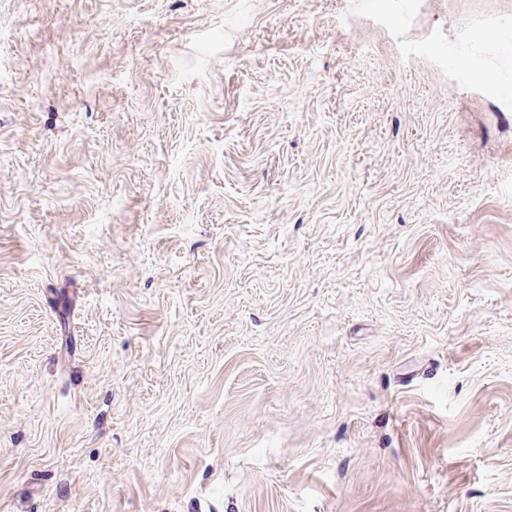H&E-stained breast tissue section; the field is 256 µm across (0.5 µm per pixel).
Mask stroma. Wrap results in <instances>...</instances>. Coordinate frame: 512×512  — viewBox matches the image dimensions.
Instances as JSON below:
<instances>
[{
    "label": "stroma",
    "mask_w": 512,
    "mask_h": 512,
    "mask_svg": "<svg viewBox=\"0 0 512 512\" xmlns=\"http://www.w3.org/2000/svg\"><path fill=\"white\" fill-rule=\"evenodd\" d=\"M512 0H0V512H512Z\"/></svg>",
    "instance_id": "1"
}]
</instances>
